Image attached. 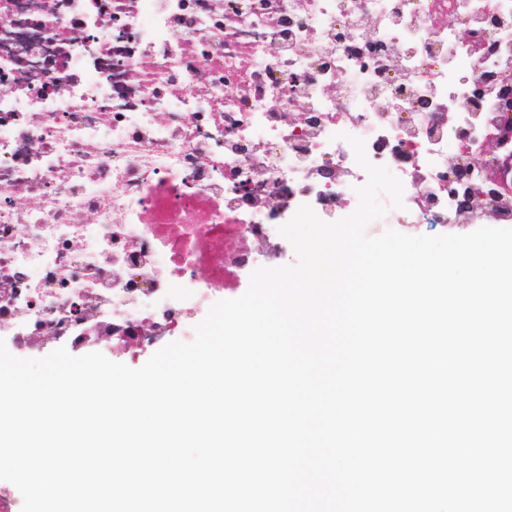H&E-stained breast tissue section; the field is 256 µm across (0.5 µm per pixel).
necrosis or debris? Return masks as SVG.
<instances>
[{"mask_svg":"<svg viewBox=\"0 0 512 512\" xmlns=\"http://www.w3.org/2000/svg\"><path fill=\"white\" fill-rule=\"evenodd\" d=\"M506 72L512 0H0V336L78 347L82 312L140 350L185 333L248 242L357 208L349 134L403 183L385 226L511 224L481 176Z\"/></svg>","mask_w":512,"mask_h":512,"instance_id":"1","label":"necrosis or debris"}]
</instances>
